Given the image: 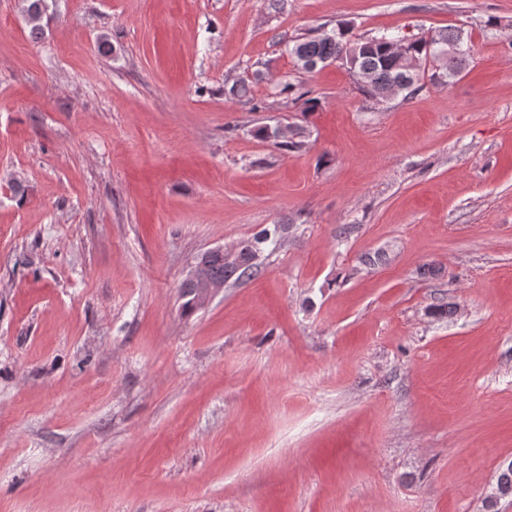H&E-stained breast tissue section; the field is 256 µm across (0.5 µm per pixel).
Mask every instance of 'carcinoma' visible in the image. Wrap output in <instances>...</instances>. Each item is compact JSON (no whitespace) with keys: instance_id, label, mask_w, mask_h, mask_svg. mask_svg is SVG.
Masks as SVG:
<instances>
[{"instance_id":"1","label":"carcinoma","mask_w":512,"mask_h":512,"mask_svg":"<svg viewBox=\"0 0 512 512\" xmlns=\"http://www.w3.org/2000/svg\"><path fill=\"white\" fill-rule=\"evenodd\" d=\"M47 11V0H24L23 18L34 40L45 34ZM400 38V33L383 32L362 37L350 29H339L332 34L298 39L289 52L294 61L301 64L308 61L324 67L336 63L345 68L365 99L374 101L398 95L405 99L414 97L424 87L428 65L432 73L427 78L434 84L445 85L448 79L463 71L469 48L461 29L450 27L412 36L405 51L397 53L393 43ZM254 135L277 149L295 151L302 147L300 140L277 138L274 126H261ZM287 233L288 225L270 224L252 238L242 241L240 250L232 257L215 251L202 253L208 279L227 283L232 279L250 278L258 270L266 248L280 244ZM201 291L199 284L181 285L184 313L191 314L200 308L197 298Z\"/></svg>"}]
</instances>
